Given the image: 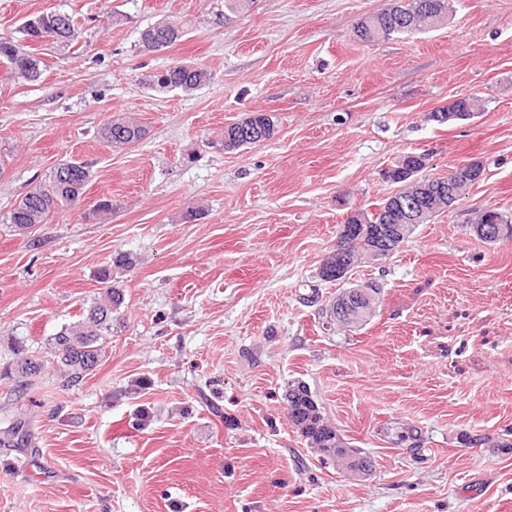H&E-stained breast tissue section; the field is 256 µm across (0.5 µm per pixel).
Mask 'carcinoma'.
<instances>
[{"instance_id":"carcinoma-1","label":"carcinoma","mask_w":512,"mask_h":512,"mask_svg":"<svg viewBox=\"0 0 512 512\" xmlns=\"http://www.w3.org/2000/svg\"><path fill=\"white\" fill-rule=\"evenodd\" d=\"M450 12L448 0H395V3L376 14L360 20L354 27L355 37L366 43L389 39L395 35L409 36L425 30L441 27L447 21ZM182 27L160 22L143 29L139 33V49L144 52L155 51L154 40L165 39L163 47L168 48L179 42L184 36ZM0 63L5 65L12 78L23 82L38 81L43 74L44 61L36 47L23 50L15 38L0 36ZM153 87L160 91L181 90L190 93L205 85L210 73L194 64H176L150 75ZM481 111V99L474 95L458 98L439 109L438 122L453 123L465 120ZM277 133V124L273 116L262 112L246 114L236 122L224 126V150L236 151L249 145L269 140ZM145 129L136 121L128 118H112L100 128L99 137L108 145L121 149L143 138ZM417 153L409 152L397 157L389 167L392 184L396 190L384 199L372 212L365 209L351 212L345 223L355 227L354 238L346 260L342 262L344 273H349L357 261L355 251H365L373 245L376 231L385 224H404L408 213L419 209L426 213L424 223L448 211V196L428 186V182H437L441 177L430 174V168L421 172L420 180L409 177V170L418 164ZM91 179L84 178L60 180L51 173L43 181L30 189L17 201L3 218V223L21 229H30L47 223L50 216L61 209L72 207L73 199L84 193ZM501 221L507 224L506 236L512 237V220L495 208H486L477 213L472 231L481 236L479 227ZM135 265V257L128 252H119L112 256L109 265L102 266L97 272V280L105 288L104 294L94 299L83 310L82 318L77 322L63 326L49 343V354L56 363L62 386L80 385L98 366L103 356V341L112 335L113 315L120 313L125 298L123 292L112 286L114 272L130 270ZM25 346H19L18 357L4 373L5 378L28 383L37 378L44 370V361L24 354ZM286 410L289 421L299 431L310 447L321 451L323 459L334 460L342 456L348 462L373 468L372 459L357 448H351L337 435L336 430L325 421L321 409L310 389L301 381L288 384L285 393Z\"/></svg>"}]
</instances>
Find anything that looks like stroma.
Here are the masks:
<instances>
[{"label": "stroma", "instance_id": "1", "mask_svg": "<svg viewBox=\"0 0 512 512\" xmlns=\"http://www.w3.org/2000/svg\"><path fill=\"white\" fill-rule=\"evenodd\" d=\"M391 2L253 0L228 21L224 0H0V35L54 10L80 31L44 50L37 82L0 66V215L59 163L92 172L82 208L29 236L0 223V369L12 338L42 353L77 320L113 255L136 258L114 281L125 304L106 360L79 387L61 389L51 364L23 390L0 378V512H498L512 500V453L458 442L512 440V237L484 243L469 225L479 208L512 216V0H450L441 28L357 42L355 22ZM165 19L183 40L140 51V31ZM183 62L209 83L145 84ZM472 93V120L432 119ZM126 112L146 135L111 148L98 130ZM251 112L274 116L277 134L225 151V125ZM423 150L433 174L479 160L484 177L351 271L381 288L366 324L325 325L301 295L343 291L318 278L341 224L391 194L394 158ZM103 199L111 213L91 218ZM292 380L373 459L370 476L323 463L289 423ZM18 419L22 439L8 442ZM408 427L423 447L398 441Z\"/></svg>", "mask_w": 512, "mask_h": 512}]
</instances>
